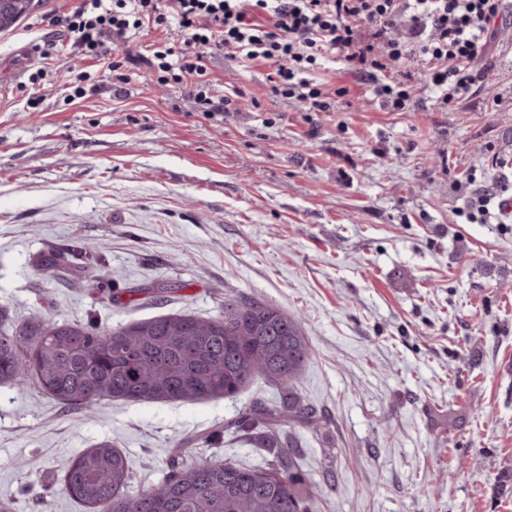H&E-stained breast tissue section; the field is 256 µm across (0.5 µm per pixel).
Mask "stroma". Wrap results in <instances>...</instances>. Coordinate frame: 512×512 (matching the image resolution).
<instances>
[{
  "mask_svg": "<svg viewBox=\"0 0 512 512\" xmlns=\"http://www.w3.org/2000/svg\"><path fill=\"white\" fill-rule=\"evenodd\" d=\"M39 0L0 32V324L37 316L110 328L167 314L217 315L228 295L299 316L311 357L297 392L317 412L295 428L317 512H512V226L463 217L477 186L512 195V32L488 76L440 110L430 89L392 112L348 75L334 110L271 93L262 68L214 55L221 82L255 104L209 117L153 80L149 36L120 43L131 79L69 102L70 55L28 83ZM94 246L107 288L43 254ZM176 288L163 298L152 282ZM138 298H130V290ZM256 378L208 402L105 401L74 409L35 386L0 385V504L88 512L64 487L69 460L107 440L126 455L127 494L155 485L184 449L260 467L273 457L224 422Z\"/></svg>",
  "mask_w": 512,
  "mask_h": 512,
  "instance_id": "1",
  "label": "stroma"
}]
</instances>
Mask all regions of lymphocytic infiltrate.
I'll list each match as a JSON object with an SVG mask.
<instances>
[{"label": "lymphocytic infiltrate", "instance_id": "obj_1", "mask_svg": "<svg viewBox=\"0 0 512 512\" xmlns=\"http://www.w3.org/2000/svg\"><path fill=\"white\" fill-rule=\"evenodd\" d=\"M504 0H79L51 13L54 33L33 45L39 62L30 84L43 80L49 60L70 52V100L95 95L92 73L127 83L129 56L114 42L155 33L145 61L159 85H185L195 111L221 114L245 97L237 85L218 87L212 55L248 68L262 67L273 93L304 111L334 109L347 87L321 76L326 64L367 84L374 99L394 112L416 104L411 74L419 69L437 108L465 97L484 77L478 67L497 36ZM180 40H171V27Z\"/></svg>", "mask_w": 512, "mask_h": 512}]
</instances>
